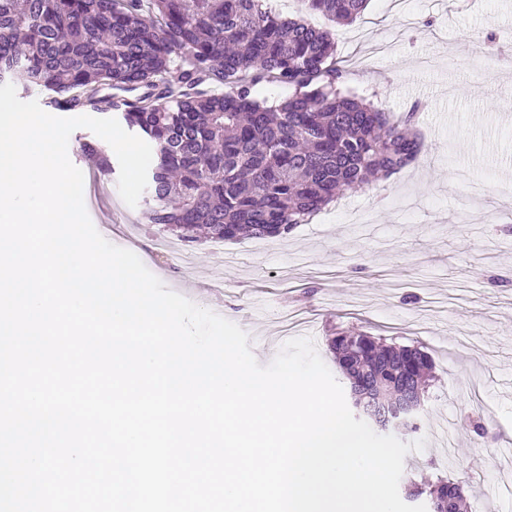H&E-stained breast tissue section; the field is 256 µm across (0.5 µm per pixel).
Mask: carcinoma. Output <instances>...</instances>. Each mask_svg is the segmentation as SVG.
<instances>
[{
  "mask_svg": "<svg viewBox=\"0 0 512 512\" xmlns=\"http://www.w3.org/2000/svg\"><path fill=\"white\" fill-rule=\"evenodd\" d=\"M367 3L302 0L336 23ZM18 73L68 110L96 107L106 87L143 89L121 120L154 149L146 219L185 242L287 234L424 148L419 105L396 117L347 88L330 33L269 0H0V82ZM264 85L290 93L271 103ZM331 348L354 407L376 422L400 396L424 397L432 362L420 349L347 333ZM410 495L431 512L465 506L449 480L413 482Z\"/></svg>",
  "mask_w": 512,
  "mask_h": 512,
  "instance_id": "carcinoma-1",
  "label": "carcinoma"
}]
</instances>
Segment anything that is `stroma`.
Masks as SVG:
<instances>
[{
	"mask_svg": "<svg viewBox=\"0 0 512 512\" xmlns=\"http://www.w3.org/2000/svg\"><path fill=\"white\" fill-rule=\"evenodd\" d=\"M307 20L332 29L354 91L397 114L419 105L426 149L415 162L276 238L160 252L168 233L144 223L149 195L127 206L114 173L87 213L168 289L245 330L259 364L286 343L289 314L305 318L301 336L338 381V333L421 348L433 381L415 430L395 435L426 445L405 457L400 489L451 478L474 488L467 512H512V286L492 280L512 271L500 208L512 183V70L486 39L512 41V0H370L347 25Z\"/></svg>",
	"mask_w": 512,
	"mask_h": 512,
	"instance_id": "obj_1",
	"label": "stroma"
}]
</instances>
